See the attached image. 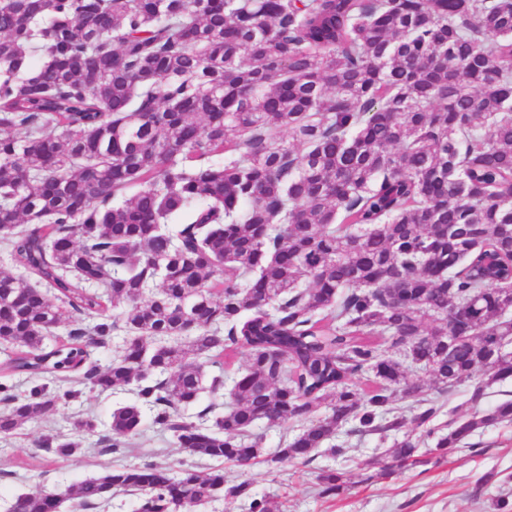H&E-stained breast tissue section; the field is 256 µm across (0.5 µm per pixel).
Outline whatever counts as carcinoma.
Segmentation results:
<instances>
[{"label":"carcinoma","mask_w":512,"mask_h":512,"mask_svg":"<svg viewBox=\"0 0 512 512\" xmlns=\"http://www.w3.org/2000/svg\"><path fill=\"white\" fill-rule=\"evenodd\" d=\"M0 238V436L78 383L119 398L105 452L149 423L213 464L63 473L0 512L214 510L259 424L325 401L266 462L342 455L346 425L401 435L388 471L445 457L512 422L507 399L437 423L512 378V0H0Z\"/></svg>","instance_id":"obj_1"}]
</instances>
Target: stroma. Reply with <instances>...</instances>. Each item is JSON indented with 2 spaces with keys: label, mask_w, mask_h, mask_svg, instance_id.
I'll return each mask as SVG.
<instances>
[{
  "label": "stroma",
  "mask_w": 512,
  "mask_h": 512,
  "mask_svg": "<svg viewBox=\"0 0 512 512\" xmlns=\"http://www.w3.org/2000/svg\"><path fill=\"white\" fill-rule=\"evenodd\" d=\"M115 402L112 395L87 390L55 414L28 423L19 435L0 440V489L54 490L62 469L75 478L98 474L111 461L99 452L98 434L87 435L82 453L66 460L45 454L40 442L46 435H72L76 422L89 415L105 421ZM337 440L346 446L344 455L322 451L311 462L286 461L271 468L225 465V484L249 482L251 493L277 500L282 512H496L494 499L504 492L512 495V425L477 432L473 447L386 479L378 478L377 472L389 461L393 436L358 437L342 431ZM185 458L168 436L150 430L125 460L176 464ZM327 469L345 473L348 487L321 498L316 494L317 476Z\"/></svg>",
  "instance_id": "obj_1"
}]
</instances>
